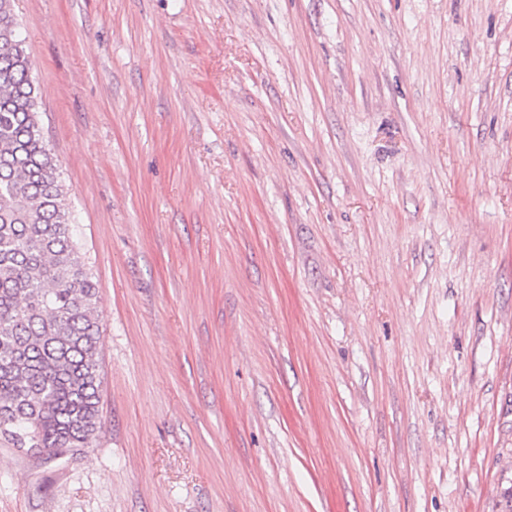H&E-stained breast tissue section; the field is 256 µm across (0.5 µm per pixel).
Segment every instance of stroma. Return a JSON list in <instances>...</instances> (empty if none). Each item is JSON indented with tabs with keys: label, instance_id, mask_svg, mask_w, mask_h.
Wrapping results in <instances>:
<instances>
[{
	"label": "stroma",
	"instance_id": "stroma-1",
	"mask_svg": "<svg viewBox=\"0 0 512 512\" xmlns=\"http://www.w3.org/2000/svg\"><path fill=\"white\" fill-rule=\"evenodd\" d=\"M98 286L89 448L0 512H499L512 0H16Z\"/></svg>",
	"mask_w": 512,
	"mask_h": 512
}]
</instances>
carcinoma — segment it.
<instances>
[{"label":"carcinoma","instance_id":"obj_1","mask_svg":"<svg viewBox=\"0 0 512 512\" xmlns=\"http://www.w3.org/2000/svg\"><path fill=\"white\" fill-rule=\"evenodd\" d=\"M39 100L15 0H0V437L56 457L102 428L101 320Z\"/></svg>","mask_w":512,"mask_h":512}]
</instances>
